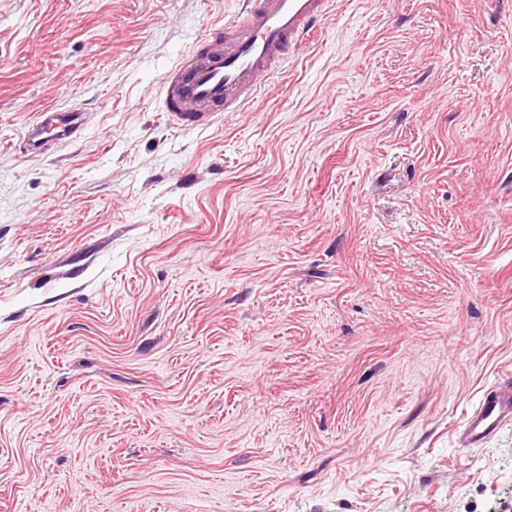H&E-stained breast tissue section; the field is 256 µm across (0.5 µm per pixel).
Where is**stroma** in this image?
<instances>
[{"instance_id":"stroma-1","label":"stroma","mask_w":512,"mask_h":512,"mask_svg":"<svg viewBox=\"0 0 512 512\" xmlns=\"http://www.w3.org/2000/svg\"><path fill=\"white\" fill-rule=\"evenodd\" d=\"M241 8L0 0V512H512V420L462 444L512 384V0H335L172 127ZM334 8L332 0H245L236 17L212 24L163 76L160 101L172 126L194 130L245 111ZM89 112L79 108L60 111L45 107L36 113L35 118L25 127L20 148L29 157L45 154L79 137L89 122Z\"/></svg>"}]
</instances>
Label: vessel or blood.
Segmentation results:
<instances>
[{"label": "vessel or blood", "mask_w": 512, "mask_h": 512, "mask_svg": "<svg viewBox=\"0 0 512 512\" xmlns=\"http://www.w3.org/2000/svg\"><path fill=\"white\" fill-rule=\"evenodd\" d=\"M334 0H244L236 17L212 24L162 79L160 101L173 127L194 130L222 113L242 112L262 84L315 35V23L332 14ZM89 114L46 107L27 124L20 148L37 157L79 137ZM512 419V388L485 393L467 426L478 443Z\"/></svg>", "instance_id": "1"}]
</instances>
